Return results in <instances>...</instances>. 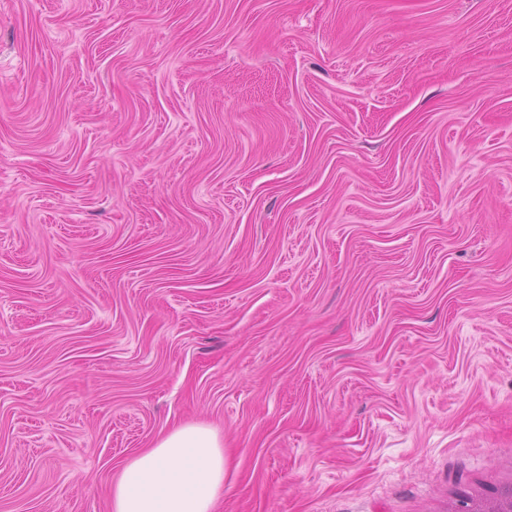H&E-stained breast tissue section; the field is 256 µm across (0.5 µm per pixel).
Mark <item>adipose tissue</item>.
Returning <instances> with one entry per match:
<instances>
[{
  "instance_id": "adipose-tissue-1",
  "label": "adipose tissue",
  "mask_w": 512,
  "mask_h": 512,
  "mask_svg": "<svg viewBox=\"0 0 512 512\" xmlns=\"http://www.w3.org/2000/svg\"><path fill=\"white\" fill-rule=\"evenodd\" d=\"M224 494V444L210 427L177 426L123 465L112 512H215Z\"/></svg>"
}]
</instances>
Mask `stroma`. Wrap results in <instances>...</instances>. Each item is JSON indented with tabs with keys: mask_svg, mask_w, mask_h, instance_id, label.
<instances>
[{
	"mask_svg": "<svg viewBox=\"0 0 512 512\" xmlns=\"http://www.w3.org/2000/svg\"><path fill=\"white\" fill-rule=\"evenodd\" d=\"M512 487V0H0V512ZM223 495L224 444L212 428L187 423L126 461L111 512H214Z\"/></svg>",
	"mask_w": 512,
	"mask_h": 512,
	"instance_id": "stroma-1",
	"label": "stroma"
}]
</instances>
